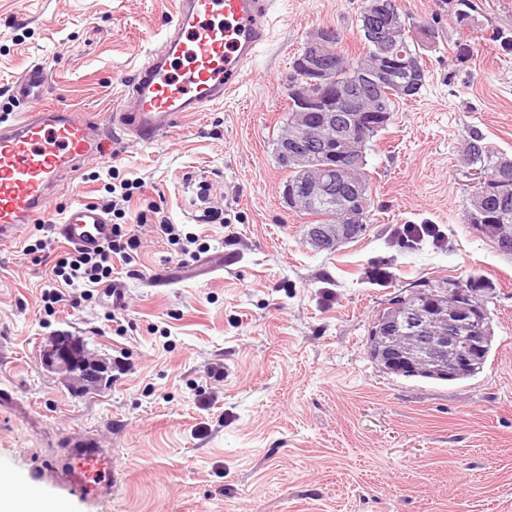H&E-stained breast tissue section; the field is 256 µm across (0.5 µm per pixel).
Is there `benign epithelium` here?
I'll list each match as a JSON object with an SVG mask.
<instances>
[{
	"label": "benign epithelium",
	"mask_w": 512,
	"mask_h": 512,
	"mask_svg": "<svg viewBox=\"0 0 512 512\" xmlns=\"http://www.w3.org/2000/svg\"><path fill=\"white\" fill-rule=\"evenodd\" d=\"M362 33L376 42L379 53L371 65L355 64L341 55L332 63L324 59L322 46L327 30L317 31L294 61L296 71L288 83L295 111L289 130L278 140L285 164L305 172L302 179L283 186L282 197L301 208L325 196L326 175L337 176L347 187L346 211H365L369 191L354 178L365 154L350 149L349 141H363L368 120L379 116L382 95L411 99L421 83V63L402 62L407 77H393L395 61L387 54L402 28L397 10L387 0H364ZM353 72L369 93L355 94L342 73ZM309 241L321 250L332 249L352 238L349 223L322 224L309 229ZM453 302L427 289L390 304L381 311L375 347L384 364L410 374L426 373L454 379L474 373L486 359L493 330L487 323V307L480 291L459 286L448 290ZM70 336H59L44 350L43 365L62 373L87 389L100 387L107 367L86 354Z\"/></svg>",
	"instance_id": "obj_1"
}]
</instances>
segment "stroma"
I'll return each instance as SVG.
<instances>
[{
    "label": "stroma",
    "instance_id": "stroma-1",
    "mask_svg": "<svg viewBox=\"0 0 512 512\" xmlns=\"http://www.w3.org/2000/svg\"><path fill=\"white\" fill-rule=\"evenodd\" d=\"M175 0H0V122L27 111L12 86L49 69L48 104L109 127L123 83L160 41ZM435 40L420 94L400 102L366 152L372 210L365 231L333 251L307 239L310 216L282 198L274 143L285 83L309 35L330 27L362 54L363 0H277L272 37L236 92L155 145L112 139V155L66 180L44 217L102 204L113 173L142 178L129 206L159 205L231 256L209 279H185L178 246L142 229L137 273H122L119 320L98 298L46 308L42 295L67 245L46 257L0 244V472L24 477L73 436L112 450L110 499L92 504L52 485L62 512H512V255L464 221L471 193L465 141L479 132L512 157V0H396ZM205 178L223 223L201 218ZM403 224L436 238L404 243ZM171 277L150 286L151 275ZM479 278L494 342L474 378L439 383L386 373L368 331L393 297ZM65 331L106 361L111 385L80 391L41 363Z\"/></svg>",
    "mask_w": 512,
    "mask_h": 512
}]
</instances>
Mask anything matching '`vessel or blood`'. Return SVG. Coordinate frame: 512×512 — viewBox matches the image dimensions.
<instances>
[{
    "label": "vessel or blood",
    "mask_w": 512,
    "mask_h": 512,
    "mask_svg": "<svg viewBox=\"0 0 512 512\" xmlns=\"http://www.w3.org/2000/svg\"><path fill=\"white\" fill-rule=\"evenodd\" d=\"M272 10L273 0H175L158 46L126 84L130 107L112 112L113 129L150 145L189 114L222 103L269 42ZM46 83V67L36 63L17 79L13 93L19 99L40 96ZM111 152V137L76 109L42 108L0 124V242L22 240L48 212L63 180L85 161ZM111 230L103 209L81 201L68 206L54 227L57 238L84 250L97 249ZM47 480L94 501L111 496L112 451L94 438L69 439L28 475L35 486Z\"/></svg>",
    "instance_id": "b4317fda"
}]
</instances>
